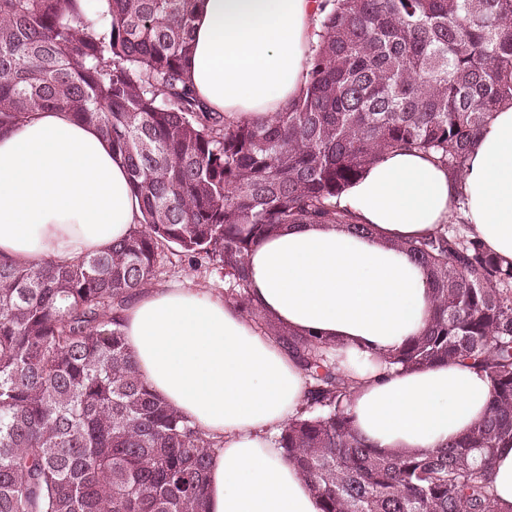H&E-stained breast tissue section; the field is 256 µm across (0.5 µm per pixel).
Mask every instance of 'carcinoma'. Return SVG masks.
<instances>
[{"label": "carcinoma", "instance_id": "1", "mask_svg": "<svg viewBox=\"0 0 512 512\" xmlns=\"http://www.w3.org/2000/svg\"><path fill=\"white\" fill-rule=\"evenodd\" d=\"M309 78L267 124L228 126L187 74L194 0H0V131L64 109L127 166L129 238L65 265L0 263V512H206L220 444L140 377L129 299L167 254L224 270L227 291L307 378L278 445L322 512H498L496 449L512 442V262L461 220L403 243L429 275L426 329L389 354L469 361L490 412L460 442L384 454L352 430L354 383L331 341L265 317L245 256L292 224L360 232L336 198L387 153H433L458 175L512 102V0H324Z\"/></svg>", "mask_w": 512, "mask_h": 512}]
</instances>
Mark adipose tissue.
Returning <instances> with one entry per match:
<instances>
[{
    "instance_id": "ef3b65f1",
    "label": "adipose tissue",
    "mask_w": 512,
    "mask_h": 512,
    "mask_svg": "<svg viewBox=\"0 0 512 512\" xmlns=\"http://www.w3.org/2000/svg\"><path fill=\"white\" fill-rule=\"evenodd\" d=\"M321 0H195L187 76L226 124L270 121L304 88ZM370 232L282 228L249 252L252 304L336 344L356 385L355 434L384 452L422 453L485 418L490 382L469 364L384 370L371 358L432 317L426 271L395 247L443 230L463 207L471 230L512 260V105L500 107L460 175L433 156L393 152L336 200ZM141 218L125 167L94 127L38 112L0 132V262L65 263L128 237ZM127 346L150 390L219 441L207 512H321L277 438L304 405L303 373L240 308L199 290L151 287L124 311Z\"/></svg>"
}]
</instances>
